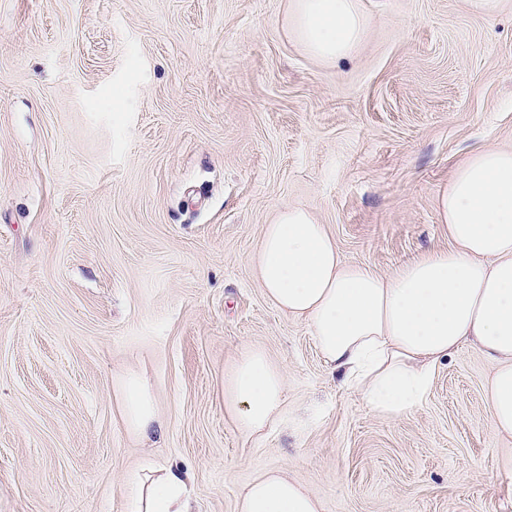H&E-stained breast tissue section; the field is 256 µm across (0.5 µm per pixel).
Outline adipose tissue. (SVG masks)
Wrapping results in <instances>:
<instances>
[{
	"label": "adipose tissue",
	"mask_w": 512,
	"mask_h": 512,
	"mask_svg": "<svg viewBox=\"0 0 512 512\" xmlns=\"http://www.w3.org/2000/svg\"><path fill=\"white\" fill-rule=\"evenodd\" d=\"M286 24L314 58L354 54L366 31L360 0H288ZM448 249L389 276L344 260L335 238L303 206L277 209L251 257L264 296L307 324L343 387L388 418L412 412L437 365L466 344L491 365L484 401L493 435L512 440V145L473 151L434 200ZM287 379L260 348H245L224 380V409L247 435L269 429L285 409ZM122 417L135 432L155 423L152 396L136 375L122 385ZM134 512H193L177 470L148 467L133 486ZM239 512H322L280 469L259 473Z\"/></svg>",
	"instance_id": "1"
}]
</instances>
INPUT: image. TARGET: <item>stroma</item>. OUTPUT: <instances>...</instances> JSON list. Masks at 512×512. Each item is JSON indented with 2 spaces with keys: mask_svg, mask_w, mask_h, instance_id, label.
Segmentation results:
<instances>
[{
  "mask_svg": "<svg viewBox=\"0 0 512 512\" xmlns=\"http://www.w3.org/2000/svg\"><path fill=\"white\" fill-rule=\"evenodd\" d=\"M359 50L325 64L288 0H0V512H129L146 464L195 512H238L284 469L322 512H512L466 344L396 420L340 387L250 256L281 205L389 275L448 247L434 197L512 142V11L361 0ZM288 374L245 436L224 377L245 346ZM137 374L157 423L122 420Z\"/></svg>",
  "mask_w": 512,
  "mask_h": 512,
  "instance_id": "1",
  "label": "stroma"
}]
</instances>
